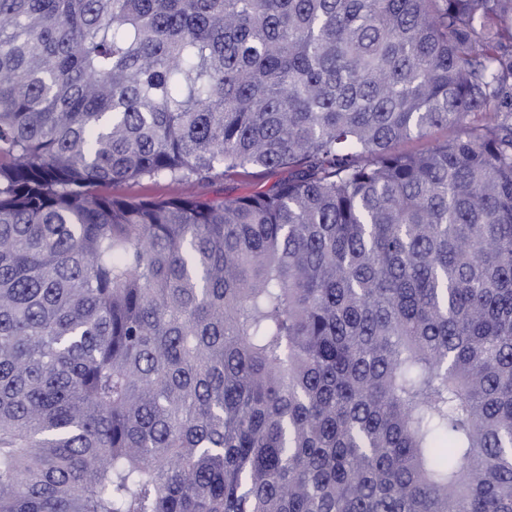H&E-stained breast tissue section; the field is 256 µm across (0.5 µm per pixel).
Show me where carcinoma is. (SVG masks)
Returning a JSON list of instances; mask_svg holds the SVG:
<instances>
[{"instance_id":"cac0c4a2","label":"carcinoma","mask_w":512,"mask_h":512,"mask_svg":"<svg viewBox=\"0 0 512 512\" xmlns=\"http://www.w3.org/2000/svg\"><path fill=\"white\" fill-rule=\"evenodd\" d=\"M0 512H512V0H0ZM249 176H243L235 181L215 179L209 183L174 184L163 179H144L114 183L101 188V192L115 197L127 199L163 200L174 195H187L203 200L224 198L241 194L251 188H269L287 172L277 171L262 176H252L256 170L249 169Z\"/></svg>"}]
</instances>
